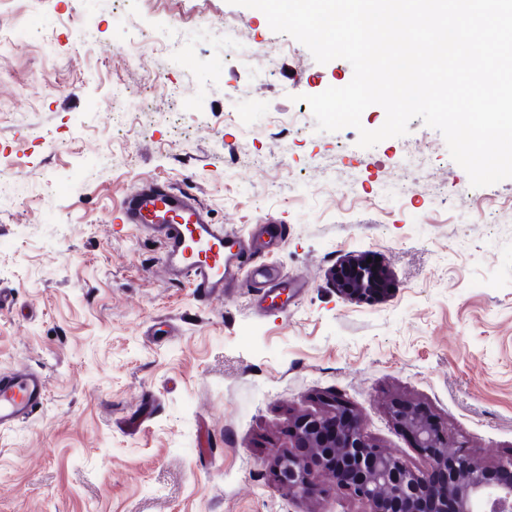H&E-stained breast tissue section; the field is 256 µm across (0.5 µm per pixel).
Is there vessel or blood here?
<instances>
[{
  "label": "vessel or blood",
  "instance_id": "obj_1",
  "mask_svg": "<svg viewBox=\"0 0 512 512\" xmlns=\"http://www.w3.org/2000/svg\"><path fill=\"white\" fill-rule=\"evenodd\" d=\"M122 223L149 230L159 243L168 279L188 282L196 297L210 302L226 290L261 282L262 299L287 291V279L256 262L255 246L223 225L212 223L207 209L192 194L161 180L130 190L119 208ZM47 379L36 371L0 373V429L28 421L45 405Z\"/></svg>",
  "mask_w": 512,
  "mask_h": 512
}]
</instances>
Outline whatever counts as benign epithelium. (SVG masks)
Masks as SVG:
<instances>
[{
	"label": "benign epithelium",
	"instance_id": "7a95c632",
	"mask_svg": "<svg viewBox=\"0 0 512 512\" xmlns=\"http://www.w3.org/2000/svg\"><path fill=\"white\" fill-rule=\"evenodd\" d=\"M392 413L424 452L426 473L379 450L338 401L330 416L305 415L295 422V437L307 454H281L275 462L278 481L304 495L312 473L326 471L365 503V512H512V456L497 463L509 477L490 482L482 464L411 407L397 405Z\"/></svg>",
	"mask_w": 512,
	"mask_h": 512
}]
</instances>
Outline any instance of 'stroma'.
Masks as SVG:
<instances>
[{"mask_svg":"<svg viewBox=\"0 0 512 512\" xmlns=\"http://www.w3.org/2000/svg\"><path fill=\"white\" fill-rule=\"evenodd\" d=\"M82 26L96 49H76ZM1 29L0 371H42L48 400L0 430V512H363L330 475L297 496L274 472L295 421L338 400L417 470L397 404L488 473L512 455V179L471 187L418 118L369 149L318 131L305 98L350 63L229 0H0ZM410 151L426 162L402 194ZM148 178L237 232L286 225L268 260L301 288L276 310L168 282L152 235L117 220ZM344 268L370 291L345 292Z\"/></svg>","mask_w":512,"mask_h":512,"instance_id":"stroma-1","label":"stroma"}]
</instances>
